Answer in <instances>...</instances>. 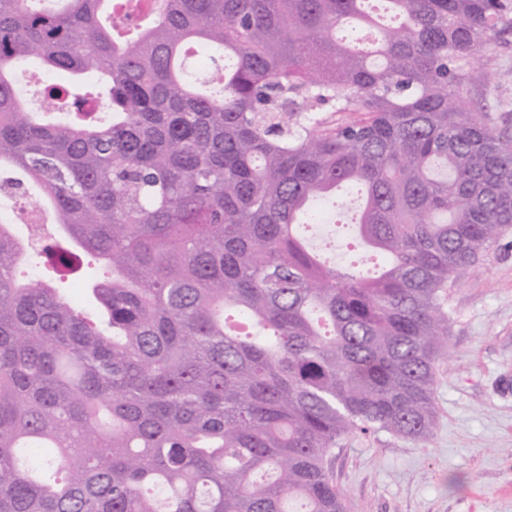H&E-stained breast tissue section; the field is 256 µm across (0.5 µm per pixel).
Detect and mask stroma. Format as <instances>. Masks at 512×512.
Returning a JSON list of instances; mask_svg holds the SVG:
<instances>
[{
	"label": "stroma",
	"instance_id": "obj_1",
	"mask_svg": "<svg viewBox=\"0 0 512 512\" xmlns=\"http://www.w3.org/2000/svg\"><path fill=\"white\" fill-rule=\"evenodd\" d=\"M480 64L485 81L464 94L497 131L512 133V37L489 46ZM447 307L433 437L354 433L331 455L356 512H512V234L454 275Z\"/></svg>",
	"mask_w": 512,
	"mask_h": 512
}]
</instances>
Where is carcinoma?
Returning a JSON list of instances; mask_svg holds the SVG:
<instances>
[{
    "label": "carcinoma",
    "mask_w": 512,
    "mask_h": 512,
    "mask_svg": "<svg viewBox=\"0 0 512 512\" xmlns=\"http://www.w3.org/2000/svg\"><path fill=\"white\" fill-rule=\"evenodd\" d=\"M0 0V512H355L354 432L427 441L452 276L512 232V135L463 89L512 0ZM188 45L218 47L200 90ZM96 91L40 121L10 71ZM78 84L58 98L85 106ZM364 188L355 259L297 231ZM102 270L93 313L22 265Z\"/></svg>",
    "instance_id": "1"
}]
</instances>
